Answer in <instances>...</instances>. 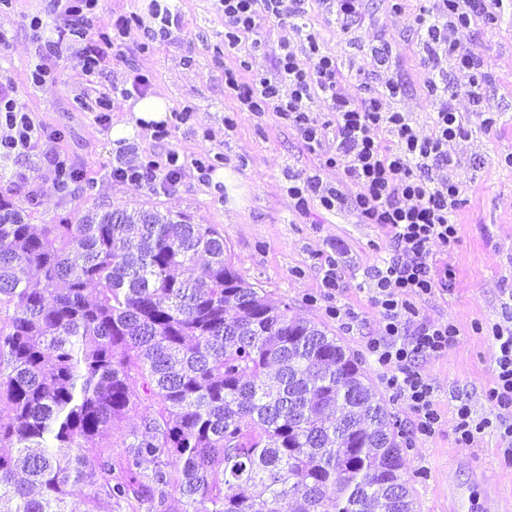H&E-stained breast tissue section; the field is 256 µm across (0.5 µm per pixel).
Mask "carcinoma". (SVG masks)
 <instances>
[{
	"mask_svg": "<svg viewBox=\"0 0 512 512\" xmlns=\"http://www.w3.org/2000/svg\"><path fill=\"white\" fill-rule=\"evenodd\" d=\"M29 219L1 190L0 512H419L358 356L261 295L215 225Z\"/></svg>",
	"mask_w": 512,
	"mask_h": 512,
	"instance_id": "cac0c4a2",
	"label": "carcinoma"
}]
</instances>
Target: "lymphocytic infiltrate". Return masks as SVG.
Instances as JSON below:
<instances>
[{
    "label": "lymphocytic infiltrate",
    "instance_id": "1",
    "mask_svg": "<svg viewBox=\"0 0 512 512\" xmlns=\"http://www.w3.org/2000/svg\"><path fill=\"white\" fill-rule=\"evenodd\" d=\"M224 6V37L229 46H237L243 34L253 32L261 19L294 20L300 42L307 44L317 61L312 70L297 62L296 54L283 49L276 57L270 75L251 83H240L234 70L224 72L225 84L234 92L241 111L276 113L293 124L309 151L322 146L319 129L310 116L315 100L329 103L336 114V146L326 156L330 166L342 167L358 186L353 201L342 193L324 186L315 173H289V195L297 208L318 200L326 210L352 204L354 210L370 224L384 227L394 245L392 257L371 273L372 300L381 308L385 326L380 336L370 341V348L381 366L391 375L387 380L409 406L417 433L428 435L440 423L435 407L434 389L416 368L423 355L447 351L457 335L454 324L411 325L408 299L430 294L436 285L435 274L427 262L428 246L448 244L455 238L454 214L461 204L460 189L452 179L437 183L426 181L425 172L447 165L448 144L463 131L455 105L448 96L435 102V132L419 137L408 118L386 109L385 94L350 102L340 92L342 72L334 57L321 53L316 35L303 24L305 0H221ZM505 0H438L428 14L418 15L416 23L427 33L429 47L426 63L439 70L449 62L453 72L477 80L483 74L482 59L461 47V36L472 20L494 23L504 9ZM53 24L41 16L29 21L34 54L28 63V79L42 84L56 67L62 51L79 60V76L91 80L102 73L112 50L125 46L131 35L124 18L112 23L111 33H104L99 0H50ZM444 51H437V44ZM391 143H384L383 135ZM47 128L33 120L25 106L13 95L11 81H0V155L31 156L42 140L48 139ZM180 156L169 152L165 159L140 156L127 151L113 168L118 181L167 193L177 183ZM490 336L499 352L496 382L490 391L498 413L495 420L475 419L467 402L456 409V432L461 445L468 446L474 435L497 427L504 444L502 453L512 459V316L493 323Z\"/></svg>",
    "mask_w": 512,
    "mask_h": 512
}]
</instances>
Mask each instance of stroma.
Instances as JSON below:
<instances>
[{"label":"stroma","instance_id":"stroma-1","mask_svg":"<svg viewBox=\"0 0 512 512\" xmlns=\"http://www.w3.org/2000/svg\"><path fill=\"white\" fill-rule=\"evenodd\" d=\"M159 10L180 15L181 32L171 41L140 52V30H133L124 56L113 58L95 86L101 90L125 85L135 74L149 81V92L167 97L173 111L192 107L188 122L169 120L163 140L144 131L118 142L109 127L125 115V101H116L108 117L86 112L76 102L80 91L77 59L63 58L58 72L41 85L27 80L26 63L34 48L26 24L29 15L45 11L48 0H13L0 10V30L11 39L0 57L8 70L13 94L35 120L48 129L47 149L69 154L83 171L71 196L57 193L45 159L0 160V187L17 175H26L39 192L31 210L35 224H55L60 218H80L92 207L134 212L155 209L186 216L194 224H213L224 236L235 268L263 295L288 304L292 316L326 324L359 356L387 408L401 421L408 442L407 472L421 512H486L494 498V512H512V460L504 459L498 434L485 430L472 445H459L455 406L466 400L476 416L491 417L496 410L489 391L494 384L497 350L488 324L501 321L512 309V168L500 160L512 153V9L496 25L474 20L462 37L464 47L481 57L489 82L480 101H473L466 80L449 74L447 90L465 128L448 144L449 165L432 169L427 177L437 183L452 178L460 187L463 204L454 216L456 240L448 247L434 243L429 261L434 271L450 268L447 286L412 297L413 323L452 322L458 336L446 352L420 357L416 366L432 383L441 422L433 434L415 433L413 415L386 384V371L369 350L372 337L382 333L384 319L371 299L369 274L392 256L385 228L365 223L348 207L332 211L310 203L295 208L288 194L289 172L318 171L327 186L353 197L357 186L342 168L324 167L309 152L297 130L272 112L257 118L238 111L237 100L224 88V71L237 70L243 82L270 71L281 44L296 50L304 69L314 59L305 51L289 21L263 22L257 33L260 51L250 39L235 48L224 44V20L219 0H101L104 21L137 14L145 25L157 28ZM434 0H366L358 18L343 21L325 0H306L305 21L317 34L320 49L335 56L343 74L342 94L350 100L380 94L387 82L399 90L387 98L386 108L406 113L419 135L434 132L429 71L424 64L425 32L415 18ZM249 69H241L242 60ZM493 112L492 127L482 124L484 112ZM141 155L164 156L174 150L185 168L174 191L163 194L134 187L112 176L120 149ZM207 158L224 179L202 183L193 159ZM335 260L339 281L335 289L322 282L327 260ZM342 306L350 321L333 317Z\"/></svg>","mask_w":512,"mask_h":512}]
</instances>
